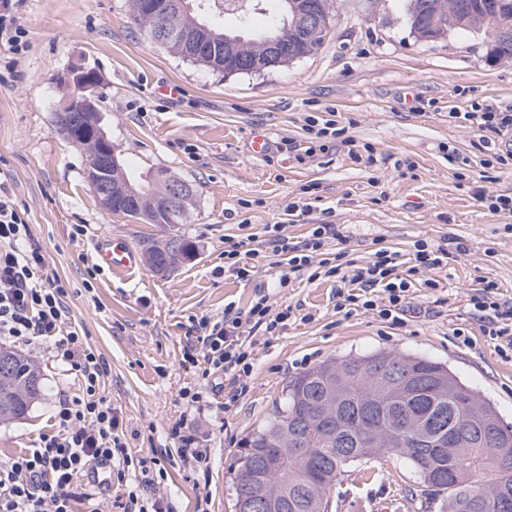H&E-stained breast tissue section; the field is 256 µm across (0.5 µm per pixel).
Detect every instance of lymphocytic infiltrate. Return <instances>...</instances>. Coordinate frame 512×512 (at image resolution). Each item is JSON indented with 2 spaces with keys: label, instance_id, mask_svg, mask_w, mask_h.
Segmentation results:
<instances>
[{
  "label": "lymphocytic infiltrate",
  "instance_id": "f902f5d3",
  "mask_svg": "<svg viewBox=\"0 0 512 512\" xmlns=\"http://www.w3.org/2000/svg\"><path fill=\"white\" fill-rule=\"evenodd\" d=\"M341 237L337 225L318 224L304 241L290 244L280 225L267 224L262 235L225 238L224 270L248 279L249 261L259 255L254 244L261 239L290 270L335 282L339 309L396 324L413 298L416 282L437 288L428 271L446 266L451 252L466 250L461 242L450 250L419 240L411 266L403 271L396 252L384 247L364 261L330 254L327 242ZM495 288V283H485L471 295L470 305L483 336L499 342L504 353L512 351V306L499 302ZM67 296L66 287L47 275L45 257L16 201L10 174L0 169V341L53 343L57 358L85 381L83 397L59 404L60 433L43 436L34 447L0 460V512H74L77 476L99 464L108 465L109 484L120 491L114 500L119 512H171L153 493L162 470L134 459L121 441L118 417L101 391L105 363L77 327L67 326ZM295 316L290 306L273 311L270 294L258 291L246 311L228 305L221 318L199 321V349L190 360L203 376L223 372L240 379L253 368L252 343L244 325L271 334Z\"/></svg>",
  "mask_w": 512,
  "mask_h": 512
}]
</instances>
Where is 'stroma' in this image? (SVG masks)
Wrapping results in <instances>:
<instances>
[{"mask_svg": "<svg viewBox=\"0 0 512 512\" xmlns=\"http://www.w3.org/2000/svg\"><path fill=\"white\" fill-rule=\"evenodd\" d=\"M28 46L0 43V168L46 259L68 290L69 320L101 354V386L136 458L168 449L156 492L172 512H233L240 442L283 403L290 378L331 358L386 349L448 365L512 425V359L482 336L469 299L486 282L512 304V212L489 197L512 195V156L464 113L512 109V60H494L484 32L453 30L425 41L410 29L406 0H334L311 54L261 74L224 76L187 61L135 27L128 0H24L17 14ZM98 70L100 125L135 174L166 170L194 188L180 224H139L107 213L90 188L88 155L59 136L54 111L73 64ZM340 133L311 152L310 119ZM270 142L252 152L254 131ZM278 224L287 242L316 224L339 225L330 252L366 260L381 247L408 261L416 240L457 237L466 253L430 271L402 324L336 308V285L289 272L277 257L251 262L248 280L224 272V239ZM195 256L165 274L147 264L116 276L98 267L101 240L144 252L171 236ZM287 288H278L282 275ZM274 309L305 320L256 331L243 386L203 378L184 361L200 319L246 310L256 289ZM36 361L43 394L26 419L0 424V459L59 430L60 397L84 381L49 344L16 342ZM202 393L188 403L186 392ZM194 436L208 460L181 454L173 428ZM437 512L413 468L400 459L354 462L329 493L328 512Z\"/></svg>", "mask_w": 512, "mask_h": 512, "instance_id": "35a3bbf8", "label": "stroma"}]
</instances>
